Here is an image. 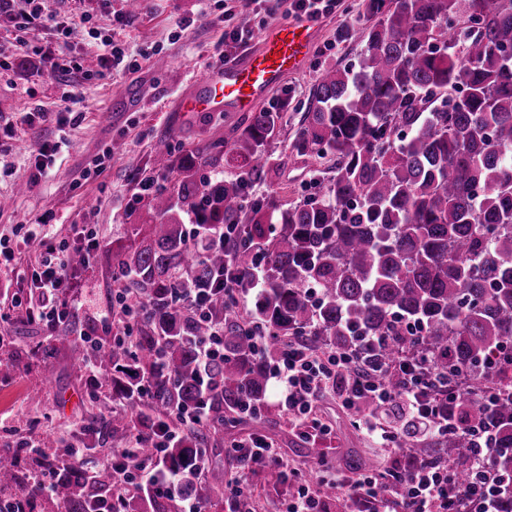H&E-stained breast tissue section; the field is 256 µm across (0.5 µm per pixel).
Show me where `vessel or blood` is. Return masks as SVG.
<instances>
[{
  "mask_svg": "<svg viewBox=\"0 0 512 512\" xmlns=\"http://www.w3.org/2000/svg\"><path fill=\"white\" fill-rule=\"evenodd\" d=\"M312 41V29L306 23L274 28L257 49L247 52L242 59L224 62L209 71L182 98L181 111L214 116L252 110L288 71L303 65Z\"/></svg>",
  "mask_w": 512,
  "mask_h": 512,
  "instance_id": "vessel-or-blood-1",
  "label": "vessel or blood"
}]
</instances>
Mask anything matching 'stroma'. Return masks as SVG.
<instances>
[{
	"instance_id": "35a3bbf8",
	"label": "stroma",
	"mask_w": 512,
	"mask_h": 512,
	"mask_svg": "<svg viewBox=\"0 0 512 512\" xmlns=\"http://www.w3.org/2000/svg\"><path fill=\"white\" fill-rule=\"evenodd\" d=\"M126 8V0H110L106 5L101 0H45L46 15L66 11L90 17L99 32H116L124 41L137 67L102 77L97 74L103 54L98 40L76 39L72 53L80 59L83 72L53 78L49 72L54 60L43 52L49 44L46 28L17 34L0 28V238L17 248L14 263L23 269L39 249L22 243L18 225L34 223L48 211L56 215L60 239L72 238L73 225H98L102 244L77 272L83 308L75 321L87 331L100 330L101 312L112 303V257L106 246L132 235L134 220L129 213L140 180L153 173L156 141L168 139L178 156L197 146L230 144L247 118L243 112L207 116L178 109L182 96L222 51L225 29L251 28L254 37L248 47L253 50L262 36L287 21L283 14L267 17L256 0H144L129 26L116 30L113 16ZM357 8L358 0H338L334 13L314 21V43L305 65L288 73L271 96L257 103L261 111L271 106L274 97L291 95L278 134L265 145L274 165L272 179L252 187V197L273 194L297 201L317 192V180L330 177L327 160L298 155L291 142L321 70L359 59L362 43L337 39ZM188 17L193 24L186 28L182 21ZM36 111L46 113V120L27 126L25 113ZM42 138L60 139L64 145L54 171L35 181L30 151ZM106 151L111 159L101 174L83 178L84 169ZM0 334L8 338L0 346V362L10 367L8 373H0V453L15 452L25 442L48 436L64 449L83 445V426L92 417L111 415V399L95 393L74 367L70 350L57 345L24 312H16ZM314 412L331 429L316 440L302 436L281 412L268 411L266 434L288 463L305 468L312 477L326 465L351 482L360 476L348 466L351 457L386 463L385 449L350 425L334 393L324 394ZM255 431L253 419L247 416L225 424V445L206 449L201 476L245 473L257 512H273L287 487H266L263 471H242L227 450Z\"/></svg>"
}]
</instances>
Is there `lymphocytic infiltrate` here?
Returning a JSON list of instances; mask_svg holds the SVG:
<instances>
[{
    "label": "lymphocytic infiltrate",
    "mask_w": 512,
    "mask_h": 512,
    "mask_svg": "<svg viewBox=\"0 0 512 512\" xmlns=\"http://www.w3.org/2000/svg\"><path fill=\"white\" fill-rule=\"evenodd\" d=\"M51 30L54 42L63 51L81 33L100 39L105 69L119 68L126 57L122 43L112 35H99L85 22L57 20ZM54 221V213L47 212L36 223L23 227V241L37 244L42 256L31 271L34 293L15 300L16 305L24 307L30 321L51 331L67 322L72 311L71 302L58 296L62 288L71 285L70 244L51 234ZM208 301L203 288L184 285L175 291V303L185 315L209 322L208 335L194 341L196 358L203 370L224 355V323L211 318ZM144 315V308H131L127 295L119 290L105 322L114 329L116 340L129 346ZM389 343L386 337H358L348 346L321 351L297 339L289 342L279 356L268 360L267 372L277 384L275 405L302 428L304 435L329 434V427L314 416L313 409L323 393L332 389L348 411L352 425L390 448L395 456L391 468L370 472L355 484L328 471L315 487L299 468L284 461L268 440L254 436L233 443L231 452L247 465L279 471L290 485L291 492L278 504V512H324L322 489L326 486L335 488L345 512H363L364 506L372 502L380 504L383 512H498L488 444L491 424L471 430L479 448L470 462L469 492L458 491L455 474L447 464H424L405 455L407 437L430 440L456 427L453 408L462 390L455 385H435L437 369L427 354L404 351L390 364L376 359V352L385 350ZM389 374L397 378V387L385 384L384 378ZM208 423L206 407L187 408L174 428L138 430L124 447L103 449L93 466L109 476L112 489L103 501L97 502L96 512H123L126 500L144 492L175 501L177 512H204L202 500L185 494L163 461L167 449L184 429ZM146 440L152 447L148 456L141 453ZM395 481L404 486L402 497H392L388 492L389 484Z\"/></svg>",
    "instance_id": "f902f5d3"
}]
</instances>
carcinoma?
Segmentation results:
<instances>
[{"instance_id": "1", "label": "carcinoma", "mask_w": 512, "mask_h": 512, "mask_svg": "<svg viewBox=\"0 0 512 512\" xmlns=\"http://www.w3.org/2000/svg\"><path fill=\"white\" fill-rule=\"evenodd\" d=\"M358 64L326 69L312 93L292 147L334 159L319 192L298 202L274 196L251 200L248 188L270 179L262 147L281 113L254 112L241 127L224 164L236 173L201 181L195 169L211 147L174 162L170 144L155 148L154 167L177 168V189H159L134 209V236L114 240L112 279L145 305L132 355L112 346L103 361L112 370L97 384L129 399L126 411L97 425L102 435H125L138 422L175 423L176 414L209 400L218 418L248 400L266 398L267 373L249 334L224 320V358L201 385L192 338L207 324L188 319L172 293L190 275L191 287L208 288L213 275L233 268L240 285L264 258L255 314L274 338L266 351L281 354L283 337L313 336L343 345L354 336H393L382 354L392 362L401 346L441 353L444 368L479 376L458 403L464 425L428 445L406 443L408 456L444 461L468 483L467 427L494 422L493 467L512 472V399L489 410L487 394L512 391V358L496 357L512 338V0H363ZM204 229L239 224L224 248L193 246L177 211ZM320 289L315 303L306 288ZM415 322L418 335L397 326ZM163 342L165 361L155 370L153 351ZM153 372L155 390L141 400V375ZM224 436L209 428L188 432L168 449L183 491L224 498V477L197 484L202 448ZM19 459L0 455V492L17 485ZM100 475L63 472L56 512H90L95 494L107 493Z\"/></svg>"}]
</instances>
